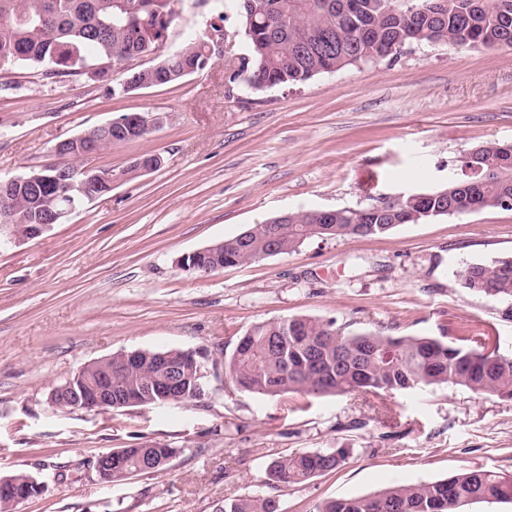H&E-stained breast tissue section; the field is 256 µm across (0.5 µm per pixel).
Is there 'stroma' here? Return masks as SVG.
Instances as JSON below:
<instances>
[{
  "label": "stroma",
  "mask_w": 512,
  "mask_h": 512,
  "mask_svg": "<svg viewBox=\"0 0 512 512\" xmlns=\"http://www.w3.org/2000/svg\"><path fill=\"white\" fill-rule=\"evenodd\" d=\"M168 51L225 15L224 57L181 82L132 93L109 81L0 69V178L57 163L53 146L127 113L156 132L84 158L122 171L160 154L40 237L0 249V477L44 492L17 512H218L225 500L276 497L283 512L466 470L512 472V399L448 385L395 393L265 397L226 382L224 359L253 325L289 316L351 333H491L512 354V300L460 287L458 270L512 257V210L404 224L390 234L314 238L298 251L204 275L180 260L253 224L300 209L371 204L444 185L465 153L512 143V48L421 46L398 58L244 94L228 82L246 53L224 0H176ZM196 352L207 375L190 404L52 409L51 389L97 359L133 350ZM162 443L168 465L112 486L93 463ZM346 447L337 470L273 486L268 463Z\"/></svg>",
  "instance_id": "35a3bbf8"
}]
</instances>
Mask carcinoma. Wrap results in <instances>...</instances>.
Returning <instances> with one entry per match:
<instances>
[{
    "instance_id": "obj_1",
    "label": "carcinoma",
    "mask_w": 512,
    "mask_h": 512,
    "mask_svg": "<svg viewBox=\"0 0 512 512\" xmlns=\"http://www.w3.org/2000/svg\"><path fill=\"white\" fill-rule=\"evenodd\" d=\"M173 0H0V58L42 70L49 78L74 75L85 64L112 60L117 51L149 53L167 37L175 20ZM241 22L247 54L228 75L252 93L373 62L398 46L421 45L433 37L455 48L512 47V0H233ZM56 31L46 39L45 28ZM209 35L189 38L182 47L138 70L143 89L170 85L187 77L189 67L202 71L212 65L206 55ZM110 136L94 132L100 148L141 138L124 130L117 119ZM483 171L468 175L463 167L448 183L428 191L432 198L416 205L386 207L361 215L350 207L336 208L316 223L313 210L288 212L278 220L250 227V233L224 240L215 255L199 256L201 265L233 266L276 254L298 251L307 240L352 239L383 235L402 224H418L443 215L440 208H464L480 203L497 208L512 202V151L496 142L479 147ZM69 191L50 182L39 191L17 185L0 201V212L26 232L25 225L66 207ZM460 286L484 296L512 300V257L490 265L466 264L457 272ZM184 366L179 372L181 402L201 398L205 387L201 362L191 363L180 349L163 351ZM112 360V394L122 406L153 407L160 400L149 390L166 379L154 366L157 352L143 350L139 363ZM224 373L241 391L276 397L292 392L309 395L361 393L379 400L386 394L432 389L453 384L476 394L512 398V355L499 352L483 338L477 346H459L433 336H390L377 331L347 333L333 321L293 316L254 325L224 359ZM176 449L166 444L123 451L128 469L143 459L156 463ZM349 448L297 450L272 460L269 480L300 484L336 470L349 457ZM475 502L512 503V474L471 470L445 479L419 481L385 489L377 495L336 498L317 512H461ZM222 512H281L273 496H244L224 503Z\"/></svg>"
}]
</instances>
